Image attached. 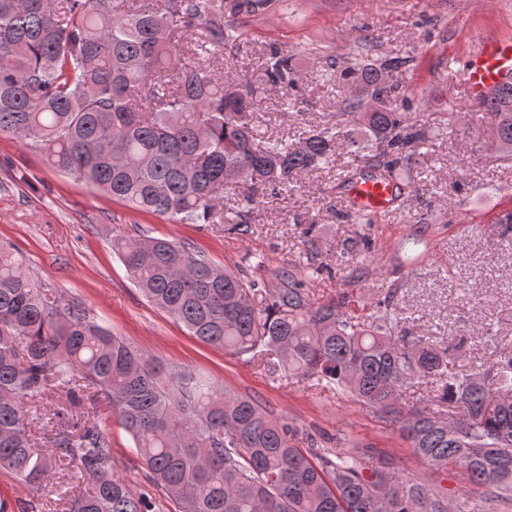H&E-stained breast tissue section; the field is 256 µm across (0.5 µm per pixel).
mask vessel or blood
Listing matches in <instances>:
<instances>
[{
	"label": "vessel or blood",
	"mask_w": 512,
	"mask_h": 512,
	"mask_svg": "<svg viewBox=\"0 0 512 512\" xmlns=\"http://www.w3.org/2000/svg\"><path fill=\"white\" fill-rule=\"evenodd\" d=\"M512 79V42L503 39H486L476 50V60L463 70V80L469 95L481 100L495 87ZM343 194L352 208L371 214L388 212L396 191L390 184L357 172L345 184Z\"/></svg>",
	"instance_id": "vessel-or-blood-1"
}]
</instances>
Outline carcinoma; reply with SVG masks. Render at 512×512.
<instances>
[{"label":"carcinoma","mask_w":512,"mask_h":512,"mask_svg":"<svg viewBox=\"0 0 512 512\" xmlns=\"http://www.w3.org/2000/svg\"><path fill=\"white\" fill-rule=\"evenodd\" d=\"M260 2L0 0V134L126 207L180 224L224 223L229 187L248 213L295 176L333 164L338 148L373 162L370 177L409 184L426 133L397 112L389 73L410 57L340 73L351 88L345 131L257 142L253 89L226 83L212 60L241 37L224 9ZM290 70V56L271 48L269 80L284 83ZM476 107L499 149L512 152V85ZM115 249L148 301L202 343L336 390L398 428L434 469L458 467L487 498L512 504V351L490 378L448 371V349L404 335L396 291L356 299L360 271L337 298L318 302L299 265L269 286L166 239ZM428 379L437 381L431 399L405 409L404 395ZM53 390L74 409L112 408L177 512H453L445 491L365 452L332 457L255 400L148 357L36 285L1 244L0 469L38 487L68 459L89 482L68 512H156L114 473L98 419L76 434L48 433L50 449L37 446L31 403Z\"/></svg>","instance_id":"carcinoma-1"}]
</instances>
